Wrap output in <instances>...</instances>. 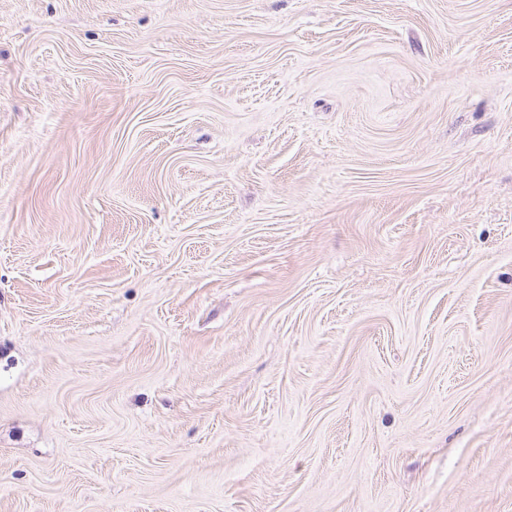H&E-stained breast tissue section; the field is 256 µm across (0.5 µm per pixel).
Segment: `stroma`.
I'll return each mask as SVG.
<instances>
[{"label":"stroma","instance_id":"35a3bbf8","mask_svg":"<svg viewBox=\"0 0 512 512\" xmlns=\"http://www.w3.org/2000/svg\"><path fill=\"white\" fill-rule=\"evenodd\" d=\"M0 512H512V0H0Z\"/></svg>","mask_w":512,"mask_h":512}]
</instances>
